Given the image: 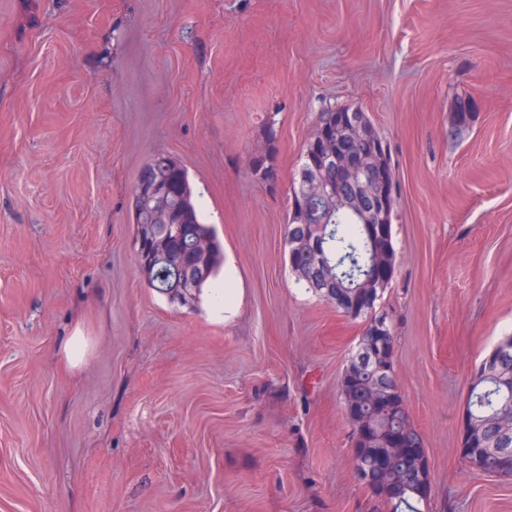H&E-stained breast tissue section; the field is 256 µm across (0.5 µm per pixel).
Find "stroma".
Here are the masks:
<instances>
[{"instance_id": "obj_1", "label": "stroma", "mask_w": 512, "mask_h": 512, "mask_svg": "<svg viewBox=\"0 0 512 512\" xmlns=\"http://www.w3.org/2000/svg\"><path fill=\"white\" fill-rule=\"evenodd\" d=\"M340 106L394 174L377 307L428 512H512V480L458 451L475 368L512 335V0H0V512H372L339 391L363 323L286 245ZM268 147L271 185L249 170ZM159 153L224 246L223 313L138 273L132 190Z\"/></svg>"}]
</instances>
